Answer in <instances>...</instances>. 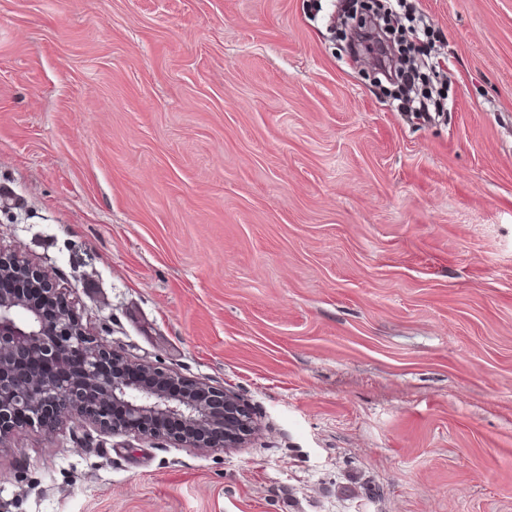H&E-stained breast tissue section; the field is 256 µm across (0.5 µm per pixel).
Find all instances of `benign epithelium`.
Wrapping results in <instances>:
<instances>
[{"label":"benign epithelium","mask_w":512,"mask_h":512,"mask_svg":"<svg viewBox=\"0 0 512 512\" xmlns=\"http://www.w3.org/2000/svg\"><path fill=\"white\" fill-rule=\"evenodd\" d=\"M0 447L20 428L48 434L67 423L113 435L164 438L187 448H240L258 431L237 395L200 379L142 365L101 343L67 289L22 250L0 249ZM75 358V372L41 371ZM178 419L187 433L163 427Z\"/></svg>","instance_id":"1"}]
</instances>
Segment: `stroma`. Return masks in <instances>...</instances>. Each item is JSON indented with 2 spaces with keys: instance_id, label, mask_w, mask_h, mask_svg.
Here are the masks:
<instances>
[{
  "instance_id": "stroma-1",
  "label": "stroma",
  "mask_w": 512,
  "mask_h": 512,
  "mask_svg": "<svg viewBox=\"0 0 512 512\" xmlns=\"http://www.w3.org/2000/svg\"><path fill=\"white\" fill-rule=\"evenodd\" d=\"M409 2L428 118L336 0H0V246L261 425L25 429L0 512H512V0Z\"/></svg>"
}]
</instances>
